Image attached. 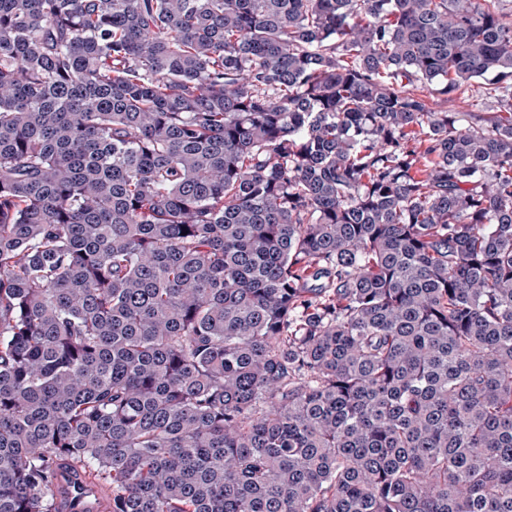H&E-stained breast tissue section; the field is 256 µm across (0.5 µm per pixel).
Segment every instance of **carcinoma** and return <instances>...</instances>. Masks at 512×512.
I'll list each match as a JSON object with an SVG mask.
<instances>
[{
    "label": "carcinoma",
    "instance_id": "1",
    "mask_svg": "<svg viewBox=\"0 0 512 512\" xmlns=\"http://www.w3.org/2000/svg\"><path fill=\"white\" fill-rule=\"evenodd\" d=\"M495 3L0 0V512H512ZM468 86L464 92H459L454 102L450 105L451 112H458L460 124L467 125L475 122L478 116H485L487 112H493V99L489 98L483 81ZM480 103L477 107L475 104ZM482 106V107H481Z\"/></svg>",
    "mask_w": 512,
    "mask_h": 512
}]
</instances>
